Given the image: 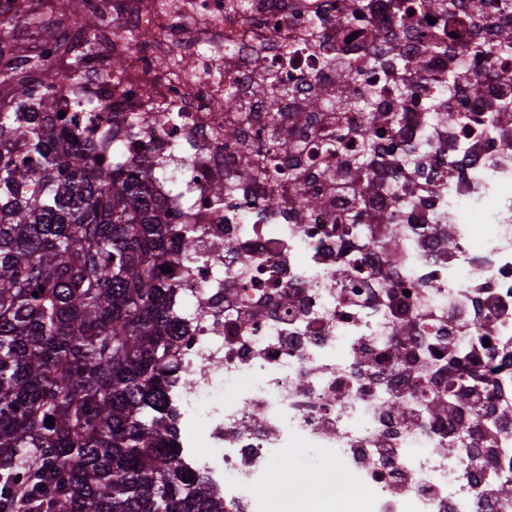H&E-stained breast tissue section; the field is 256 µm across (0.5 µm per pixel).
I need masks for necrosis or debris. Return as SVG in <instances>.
Wrapping results in <instances>:
<instances>
[{"label": "necrosis or debris", "instance_id": "obj_1", "mask_svg": "<svg viewBox=\"0 0 512 512\" xmlns=\"http://www.w3.org/2000/svg\"><path fill=\"white\" fill-rule=\"evenodd\" d=\"M164 2L89 0L114 18L89 49L60 0H0V25L39 19L0 68L35 82L83 59L59 110L91 99L83 125L135 119L127 153L190 216L175 400L209 450L187 472L210 473L224 512L343 493L366 512H512V63L488 53L512 0ZM266 69L278 82L255 93ZM321 92L334 106L309 111ZM229 96L242 110L221 109Z\"/></svg>", "mask_w": 512, "mask_h": 512}]
</instances>
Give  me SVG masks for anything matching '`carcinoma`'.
<instances>
[{
	"mask_svg": "<svg viewBox=\"0 0 512 512\" xmlns=\"http://www.w3.org/2000/svg\"><path fill=\"white\" fill-rule=\"evenodd\" d=\"M81 70L17 82L0 111V512H224L184 479L174 405L194 227L121 131L59 117Z\"/></svg>",
	"mask_w": 512,
	"mask_h": 512,
	"instance_id": "1",
	"label": "carcinoma"
}]
</instances>
